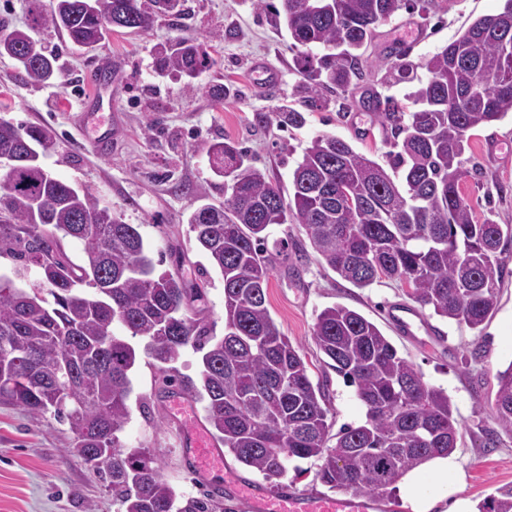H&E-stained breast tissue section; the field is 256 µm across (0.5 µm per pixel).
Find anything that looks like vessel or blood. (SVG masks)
<instances>
[{
    "instance_id": "1",
    "label": "vessel or blood",
    "mask_w": 512,
    "mask_h": 512,
    "mask_svg": "<svg viewBox=\"0 0 512 512\" xmlns=\"http://www.w3.org/2000/svg\"><path fill=\"white\" fill-rule=\"evenodd\" d=\"M388 316L402 333L414 336L427 331L428 326L414 309L399 305L392 307ZM182 449L194 471L205 473L223 467L222 456L213 448L208 435L196 426H188L182 435ZM240 499L251 502L256 512H368L369 499L360 493L341 498L282 490L267 496H259L252 487L236 488Z\"/></svg>"
}]
</instances>
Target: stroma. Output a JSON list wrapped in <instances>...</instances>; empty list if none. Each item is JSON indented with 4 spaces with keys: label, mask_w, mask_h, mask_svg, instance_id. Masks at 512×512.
Here are the masks:
<instances>
[{
    "label": "stroma",
    "mask_w": 512,
    "mask_h": 512,
    "mask_svg": "<svg viewBox=\"0 0 512 512\" xmlns=\"http://www.w3.org/2000/svg\"><path fill=\"white\" fill-rule=\"evenodd\" d=\"M503 6L504 0H417L377 25L361 52L362 80L344 95L328 94L327 104L316 109L308 108L297 90L300 77L286 31L277 29L271 12L256 10L253 0H185L181 15L157 17L136 34L113 28L92 48L71 44L54 28H41L34 36L55 50L59 73L51 83L34 84L13 60L0 58V118L48 128L57 151L46 158L47 169L91 192L124 223L137 225L153 260L189 281L207 274L209 322L220 337L223 279L210 271L186 222L196 187H205L214 201L224 199V181L211 170L209 144L229 140L247 149L254 165L283 187L304 149L321 134L341 137L385 163L389 147L375 113L362 104L365 92L403 98L413 81L426 79L429 57ZM180 38L194 40L212 57L192 92L156 71L158 47ZM400 44L407 45L414 67L406 82L391 68ZM101 61L112 65V94L88 106L83 99L94 92L90 72ZM260 61L277 70V82L263 85L255 68ZM217 87L226 91L223 100L212 95ZM284 102L303 112V126L255 124V113ZM102 120L119 134L106 151L97 152L90 140ZM467 155L480 168L461 186L475 218L512 224V118L471 131ZM267 247L273 268L266 304L280 330L302 347L312 381L325 384L335 427L365 419L354 386L327 366L312 340L317 314L341 304L374 322L429 385L447 392L461 423L455 455L465 475L461 497L468 512L498 490L512 488V434L501 431L492 409L497 375L512 363V242L503 253L506 274L497 307L482 329L422 310V318L441 335L437 341L402 335L390 323L388 305L410 300L406 285L384 279L357 288L343 281L319 264L298 224L272 225ZM174 399L150 358L139 357L132 373L131 417L122 434L126 447L150 449L177 492L195 496L205 488H221L236 512H252L226 491V475L263 492L270 491V483L229 453L222 472L192 471L180 449L183 419ZM72 437L69 425L52 415L0 404V512H117L111 492L90 466L67 455Z\"/></svg>",
    "instance_id": "35a3bbf8"
}]
</instances>
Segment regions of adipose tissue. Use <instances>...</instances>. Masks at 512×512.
<instances>
[{
    "instance_id": "1",
    "label": "adipose tissue",
    "mask_w": 512,
    "mask_h": 512,
    "mask_svg": "<svg viewBox=\"0 0 512 512\" xmlns=\"http://www.w3.org/2000/svg\"><path fill=\"white\" fill-rule=\"evenodd\" d=\"M463 472L454 456H436L408 472L398 486L400 496L412 512H433L441 502H448V512H465L454 495Z\"/></svg>"
}]
</instances>
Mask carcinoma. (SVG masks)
Masks as SVG:
<instances>
[{"label": "carcinoma", "instance_id": "obj_1", "mask_svg": "<svg viewBox=\"0 0 512 512\" xmlns=\"http://www.w3.org/2000/svg\"><path fill=\"white\" fill-rule=\"evenodd\" d=\"M27 2L29 22L0 34V58L36 84L57 70V55L33 37L38 28L51 25L89 48L114 27L138 33L153 22L142 0H52L48 9ZM410 2L280 0L275 22L299 50L295 66L310 107L322 104L323 92L343 93L362 79L356 51ZM207 63L190 39L158 48L162 75L195 79ZM424 68L427 80L404 100L368 97L389 132L388 171L321 134L285 192L234 143L208 146L224 201L196 190L187 224L224 281L220 338L210 335L206 308L195 305L204 289L157 268L136 225L43 166L55 148L49 131L0 124V159L10 160L0 172V257L16 261L11 275L0 274V403L68 422L66 453L93 467L118 512H229L223 490L184 497L148 450L124 451L136 338L146 341L165 384L205 402L214 438L268 481L283 478L291 461L313 458L328 489L380 497L426 460L452 454L461 423L448 394L427 385L373 322L341 304L320 311L313 340L355 385L365 420L332 433L324 390L266 305L269 227L291 220L327 268L357 288L382 278L405 282L420 306L472 330L493 313L512 225L474 219L460 185L468 132L512 114V0L476 19ZM279 122L298 127L305 116L283 104ZM66 237L81 246L77 262L63 248ZM115 323L129 337L114 335ZM187 346L201 354L195 379L174 367ZM497 379L495 419L512 433V362ZM477 509L512 512V490Z\"/></svg>", "mask_w": 512, "mask_h": 512}]
</instances>
